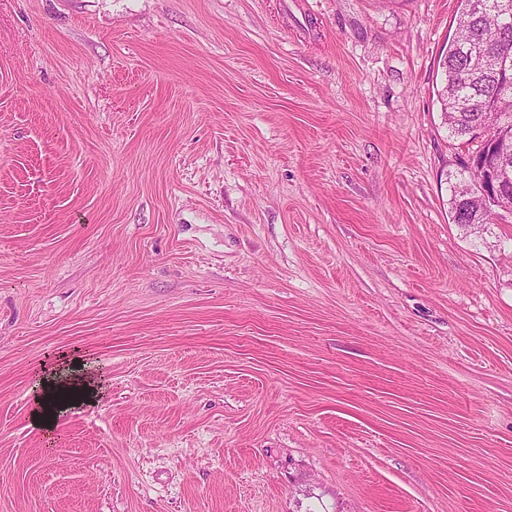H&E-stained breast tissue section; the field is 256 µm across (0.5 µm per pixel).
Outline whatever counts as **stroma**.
<instances>
[{"instance_id": "stroma-1", "label": "stroma", "mask_w": 512, "mask_h": 512, "mask_svg": "<svg viewBox=\"0 0 512 512\" xmlns=\"http://www.w3.org/2000/svg\"><path fill=\"white\" fill-rule=\"evenodd\" d=\"M457 0H0V512H512V215L450 218ZM100 383L51 436L41 369Z\"/></svg>"}]
</instances>
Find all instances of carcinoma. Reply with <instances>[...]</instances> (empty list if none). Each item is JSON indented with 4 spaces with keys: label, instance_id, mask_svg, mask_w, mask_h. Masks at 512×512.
Masks as SVG:
<instances>
[{
    "label": "carcinoma",
    "instance_id": "1",
    "mask_svg": "<svg viewBox=\"0 0 512 512\" xmlns=\"http://www.w3.org/2000/svg\"><path fill=\"white\" fill-rule=\"evenodd\" d=\"M501 0H457L456 31L440 55L437 90L442 123L450 137L473 146L471 156L486 170L496 148L478 140L483 127L495 128L497 141H512V14L499 13ZM463 183L452 186V222L491 224L492 207L475 196L464 199Z\"/></svg>",
    "mask_w": 512,
    "mask_h": 512
}]
</instances>
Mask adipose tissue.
Returning <instances> with one entry per match:
<instances>
[{
	"label": "adipose tissue",
	"instance_id": "ef3b65f1",
	"mask_svg": "<svg viewBox=\"0 0 512 512\" xmlns=\"http://www.w3.org/2000/svg\"><path fill=\"white\" fill-rule=\"evenodd\" d=\"M36 388L38 407L30 418V424L48 431L52 428L51 417L54 413L62 411L69 404L91 399L97 393L98 384L85 368L74 361L41 377Z\"/></svg>",
	"mask_w": 512,
	"mask_h": 512
}]
</instances>
